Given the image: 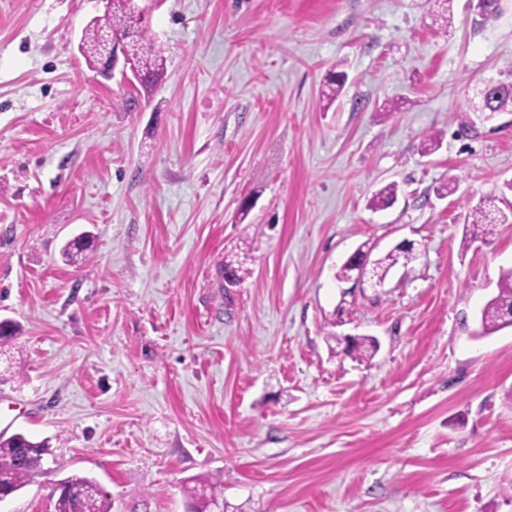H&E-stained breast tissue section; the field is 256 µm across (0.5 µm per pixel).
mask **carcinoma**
Returning a JSON list of instances; mask_svg holds the SVG:
<instances>
[{
	"label": "carcinoma",
	"mask_w": 512,
	"mask_h": 512,
	"mask_svg": "<svg viewBox=\"0 0 512 512\" xmlns=\"http://www.w3.org/2000/svg\"><path fill=\"white\" fill-rule=\"evenodd\" d=\"M498 3L499 0H469V8L483 22L497 13ZM107 32L112 33V38L122 44L127 57L136 66L141 86L148 87L162 79L165 60L163 56L152 52L148 45L149 24L136 0H109L104 15L95 19L83 33L80 53L93 71L96 70L100 56L101 37ZM346 81L347 74L344 72L331 74L326 97L335 100ZM481 111L490 117L499 112H512V83L500 81L498 85L489 88L483 96ZM464 207L465 224L470 228V234L462 238L465 248L479 237L485 239L493 235L497 225L509 223V216L505 212L491 209L482 201L473 206L467 199ZM372 250L371 245L365 249L359 248L336 273L337 280H349L353 272L361 271V260L369 256ZM415 259L413 245L398 246L377 259L369 279L374 282L383 281L391 268L398 264L406 266ZM506 311L512 312V268L502 274L497 295L481 310L480 330L477 334L485 336L507 327L502 317ZM374 349L376 341L362 337L355 339L346 353L365 358ZM51 455V447L45 441H33L21 433L6 439L0 436V494L11 496L26 486L36 469L46 463ZM198 491L199 494L194 496V512H207L212 503L219 499L220 490L211 484L198 488ZM54 509L55 512H112V500L94 478L71 474L62 480V489L58 491Z\"/></svg>",
	"instance_id": "obj_1"
}]
</instances>
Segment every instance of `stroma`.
<instances>
[{"mask_svg": "<svg viewBox=\"0 0 512 512\" xmlns=\"http://www.w3.org/2000/svg\"><path fill=\"white\" fill-rule=\"evenodd\" d=\"M137 3L148 92L77 50L103 0H0V435L59 464L0 512H54L71 473L112 512H185L197 482L228 512H512V327L475 334L512 223L461 244L464 199L512 209V112L452 119L512 81V0L481 25L467 0ZM404 240L382 285L336 280ZM364 248H367L364 250ZM373 250V246L368 244L362 245L358 251L345 263L341 266L339 271L336 273V278L339 281H345L352 278V273L357 272V276L361 271V262L362 260L369 256ZM355 259L359 260L356 262ZM371 263L369 257L363 260V267H366Z\"/></svg>", "mask_w": 512, "mask_h": 512, "instance_id": "1", "label": "stroma"}]
</instances>
